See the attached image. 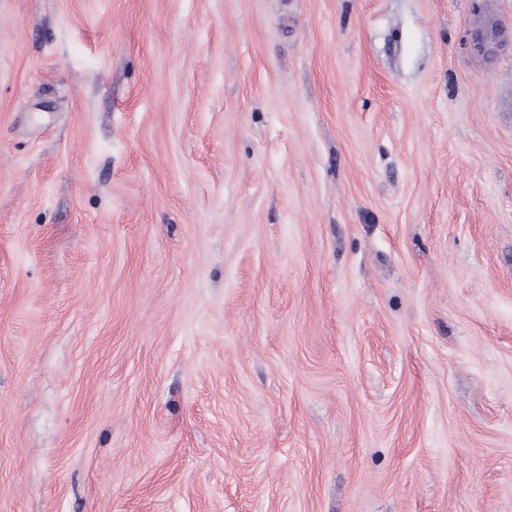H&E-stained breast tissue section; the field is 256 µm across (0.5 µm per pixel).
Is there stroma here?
I'll return each instance as SVG.
<instances>
[{
    "label": "stroma",
    "mask_w": 512,
    "mask_h": 512,
    "mask_svg": "<svg viewBox=\"0 0 512 512\" xmlns=\"http://www.w3.org/2000/svg\"><path fill=\"white\" fill-rule=\"evenodd\" d=\"M512 0H0V512H512ZM505 30L498 23H491L484 29L471 31L465 45L474 53L482 56H491L507 45Z\"/></svg>",
    "instance_id": "1"
}]
</instances>
